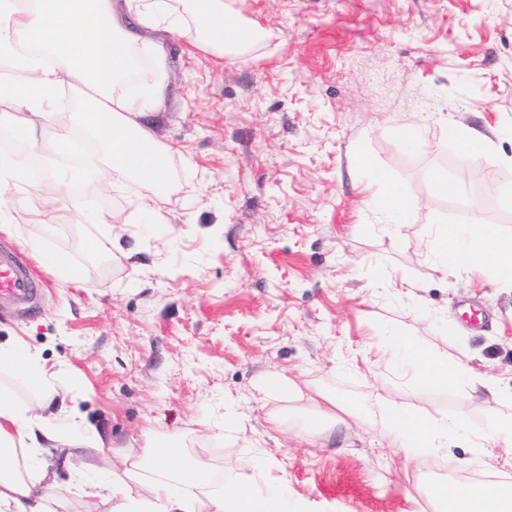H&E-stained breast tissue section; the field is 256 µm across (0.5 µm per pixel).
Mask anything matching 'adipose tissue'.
Wrapping results in <instances>:
<instances>
[{"instance_id":"adipose-tissue-1","label":"adipose tissue","mask_w":512,"mask_h":512,"mask_svg":"<svg viewBox=\"0 0 512 512\" xmlns=\"http://www.w3.org/2000/svg\"><path fill=\"white\" fill-rule=\"evenodd\" d=\"M225 17L224 0H0V103L8 106L0 113V127L20 132L23 142L37 145L61 87L81 91L85 104L74 126L55 132L54 150L69 152L74 131H81L116 181L145 185L141 212L146 219L158 218L171 203L166 193L170 148L156 140L141 118L164 110L167 77L161 47L146 42L141 31L162 28L185 37L197 51L228 60L265 39L257 24L240 22L228 28ZM140 51L149 56L154 77L137 92L121 90ZM52 213L48 197L27 196L12 206H0V229L33 220L47 223ZM435 236L442 243L435 262L440 274L478 272L512 286V239L496 225L448 224L438 227ZM391 355L416 386L460 387L470 397L490 386L468 358L436 360L409 338L397 340ZM0 368L22 372L46 398L58 394L53 374L35 355L14 345L0 343ZM76 418L73 411L34 416L0 396V512H52L54 475L35 467L30 457H18V449L71 445L80 467L105 463L96 432L70 443L64 422ZM388 419L392 430L384 437L387 446L412 459L449 460L452 440L466 429L464 417H448L425 406L410 410L392 405ZM182 454L178 443L160 438L143 452L127 454L112 471V512H308L306 502L289 495L283 485L254 489L215 482L203 465L173 467ZM474 454L482 465L511 472L512 417L481 436ZM430 496L436 512H512L511 482L466 478L434 485Z\"/></svg>"}]
</instances>
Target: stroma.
Wrapping results in <instances>:
<instances>
[{"instance_id":"35a3bbf8","label":"stroma","mask_w":512,"mask_h":512,"mask_svg":"<svg viewBox=\"0 0 512 512\" xmlns=\"http://www.w3.org/2000/svg\"><path fill=\"white\" fill-rule=\"evenodd\" d=\"M224 4L269 37L223 65L161 32L170 88L147 122L170 148L175 202L157 223L139 220L138 183L108 189L102 162L37 146L43 172H81L73 198L130 221L80 223L60 209L0 232L44 285L28 308L0 306V343L36 353L63 396L42 402L8 371L0 392L34 415L78 410L115 464L170 438L182 464L246 479L242 460L260 449L265 480L287 482L313 512H435L430 486L481 475L472 437L512 414V288L434 269L439 225L478 218L512 238V0ZM407 122L423 130L412 146L396 137ZM451 123L483 133L484 149L461 154ZM377 170L412 217L388 225L364 191ZM434 172L457 192H441ZM94 238L103 247L91 252ZM44 242L71 257L78 282L35 259ZM398 337L440 360L468 353L508 402L477 409L460 390L408 384L382 352ZM278 375L294 401L262 392ZM320 392L349 412L315 437L274 430L271 416L303 417ZM392 403L465 416L456 464L380 447ZM40 457L56 473V512H110L71 492L72 455Z\"/></svg>"}]
</instances>
